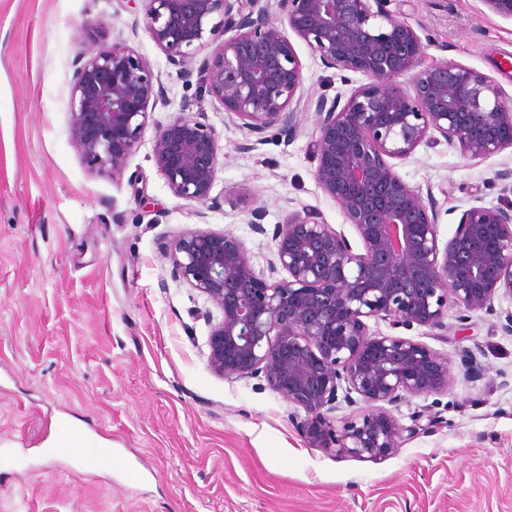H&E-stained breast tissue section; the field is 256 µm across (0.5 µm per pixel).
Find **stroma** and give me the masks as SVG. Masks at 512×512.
Returning <instances> with one entry per match:
<instances>
[{
  "label": "stroma",
  "instance_id": "1",
  "mask_svg": "<svg viewBox=\"0 0 512 512\" xmlns=\"http://www.w3.org/2000/svg\"><path fill=\"white\" fill-rule=\"evenodd\" d=\"M134 0H0V512H512V334L498 312L460 320L443 336L402 337L447 356V388L392 410L431 428L373 461L310 446L305 411L264 378L227 380L207 362L204 296L173 278L165 247L189 229L232 234L259 272L275 261L274 228L309 207L349 231L315 180L317 117L300 110L289 137L256 143L211 97L197 105L221 147L204 218L170 192L151 158L157 126L194 87L145 32ZM104 17L110 40L134 49L161 77L141 146L122 170L93 171L69 143L68 91L81 27ZM402 21L426 37L427 60L466 65L512 99V21L483 0H419ZM305 96H349L365 78L325 68L302 40ZM396 170L439 214L447 242L472 205L512 207L496 181L512 149L464 158L440 142ZM262 213L263 232L252 225ZM108 468L81 471L48 454L67 420ZM141 472L137 481L128 469Z\"/></svg>",
  "mask_w": 512,
  "mask_h": 512
}]
</instances>
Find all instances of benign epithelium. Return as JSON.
Segmentation results:
<instances>
[{
  "mask_svg": "<svg viewBox=\"0 0 512 512\" xmlns=\"http://www.w3.org/2000/svg\"><path fill=\"white\" fill-rule=\"evenodd\" d=\"M143 28L197 97L210 96L262 142L297 127L292 102L304 83L292 31L327 68L368 82L346 101L321 96L315 179L355 231H342L305 208L273 232L269 282L244 243L230 233L195 229L167 252L172 276L219 312L210 325L207 360L224 379L263 376L302 408L306 441L336 455L381 460L420 417L403 426L384 405L448 387V358L410 338L370 332L368 320L392 327H443L448 303L463 312L494 311L512 300V209L471 206L440 245L437 214L392 163L443 138L471 159L512 149V104L490 77L459 63L425 62L421 36L398 18L407 0H142ZM512 21V0H483ZM111 24L81 29L72 61L68 138L97 170L118 171L142 143L160 78L137 51L109 42ZM209 55L197 60L200 52ZM158 127L151 158L177 198L211 200L219 163L213 127L187 114ZM359 399H354L352 394ZM364 408L336 431L340 402Z\"/></svg>",
  "mask_w": 512,
  "mask_h": 512,
  "instance_id": "7a95c632",
  "label": "benign epithelium"
}]
</instances>
